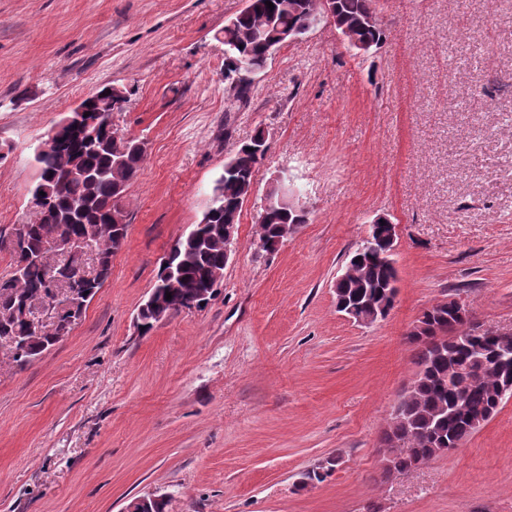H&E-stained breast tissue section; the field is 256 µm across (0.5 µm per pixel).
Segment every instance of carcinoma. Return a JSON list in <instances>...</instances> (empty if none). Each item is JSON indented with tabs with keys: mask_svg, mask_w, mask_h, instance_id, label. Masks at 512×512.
Segmentation results:
<instances>
[{
	"mask_svg": "<svg viewBox=\"0 0 512 512\" xmlns=\"http://www.w3.org/2000/svg\"><path fill=\"white\" fill-rule=\"evenodd\" d=\"M248 0L247 6L221 31L224 42V75L237 77L228 87L227 111L237 112L248 103L254 90L251 77L263 71L269 60L268 42L279 40L281 30L301 29L333 6L336 29L351 50L373 48L385 38L379 12V0ZM58 146L36 155L39 179L32 189L36 216L18 230L19 248L12 249L13 269L0 278V305L10 310L23 301L43 298L59 275L90 295H95L110 275L111 259L116 249L112 237L114 216L125 214L122 205L129 185L138 179L146 152L138 140H115L107 132L104 116L92 108L82 127L62 128L57 133ZM263 138L257 132L248 144L241 145L224 163V172L216 180L214 191L221 193L209 223L197 224L170 252V262L179 276L168 283L158 277L153 286L155 298L142 308L146 324L151 325L162 312L176 311L192 293L201 290L211 276L224 273V242L214 229L228 222H238L241 200L253 187L256 161L247 145ZM124 164L112 171L115 156ZM80 165L86 176L69 177L70 169ZM307 215L283 209L260 223L267 248L278 250L280 225L304 224ZM68 234L87 238L99 245L96 262L101 272L93 279L82 277L74 259L59 263L54 269L43 263L23 264L25 256L47 252L59 226ZM396 270L367 256L353 263L352 273L338 285L344 309L358 315L370 312L373 296L392 302ZM171 299H166V293ZM9 330L0 336H23L27 345L13 357L22 367L53 346L50 335L32 330L28 314L10 315ZM434 326L448 341L436 346L419 336L409 342L417 367L413 392L399 400V426L389 423L383 440L394 455L391 463L405 470L414 463H425L438 456L448 444L461 445L478 430L476 423L487 422L503 402L501 388L512 386V338L475 334L464 320L445 310Z\"/></svg>",
	"mask_w": 512,
	"mask_h": 512,
	"instance_id": "cac0c4a2",
	"label": "carcinoma"
}]
</instances>
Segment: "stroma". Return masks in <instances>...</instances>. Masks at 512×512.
<instances>
[{"mask_svg":"<svg viewBox=\"0 0 512 512\" xmlns=\"http://www.w3.org/2000/svg\"><path fill=\"white\" fill-rule=\"evenodd\" d=\"M246 5L0 0V277L34 218L38 147L79 99L124 88L112 124L147 144L82 317L23 367L0 344V512H124L150 493L168 512H512V398L409 471L387 472L382 442L425 309L458 299L512 325V0H381L386 39L362 55L318 26L276 52L228 127L218 34ZM259 128L270 150L218 294L138 331L170 248ZM278 172L311 212L259 255ZM380 215L399 226L397 296L363 326L334 283Z\"/></svg>","mask_w":512,"mask_h":512,"instance_id":"35a3bbf8","label":"stroma"}]
</instances>
